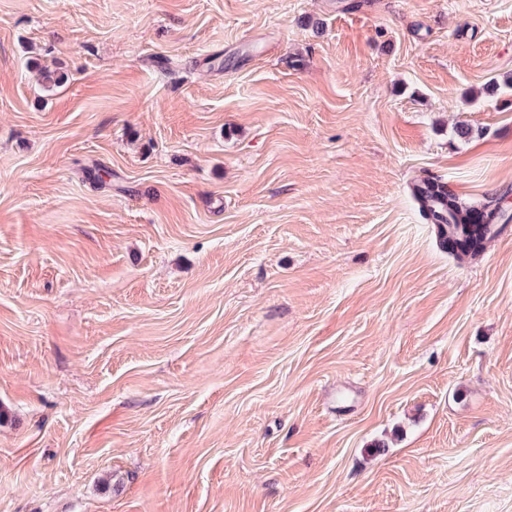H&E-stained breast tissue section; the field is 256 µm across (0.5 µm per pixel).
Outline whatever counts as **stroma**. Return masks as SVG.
Returning <instances> with one entry per match:
<instances>
[{"label": "stroma", "mask_w": 512, "mask_h": 512, "mask_svg": "<svg viewBox=\"0 0 512 512\" xmlns=\"http://www.w3.org/2000/svg\"><path fill=\"white\" fill-rule=\"evenodd\" d=\"M509 77L512 0H0V512H512ZM413 196L427 219L434 224L440 248L458 261L480 256L487 243L499 233L494 221L481 223V219L476 217L479 206L462 202L432 179L416 184ZM450 240L455 243L453 249L448 248Z\"/></svg>", "instance_id": "stroma-1"}]
</instances>
